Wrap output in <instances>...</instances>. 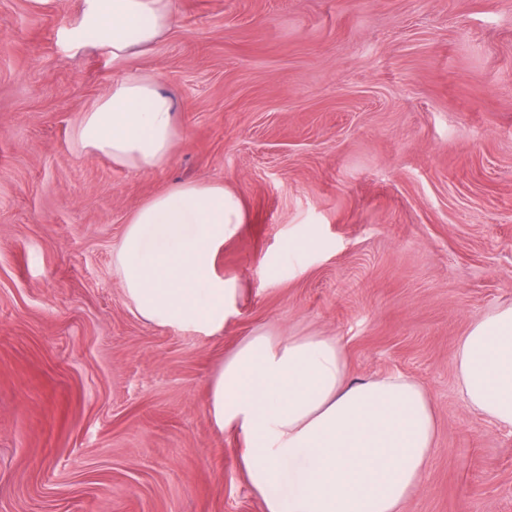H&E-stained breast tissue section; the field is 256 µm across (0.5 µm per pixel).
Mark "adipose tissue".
I'll use <instances>...</instances> for the list:
<instances>
[{
  "label": "adipose tissue",
  "instance_id": "obj_1",
  "mask_svg": "<svg viewBox=\"0 0 512 512\" xmlns=\"http://www.w3.org/2000/svg\"><path fill=\"white\" fill-rule=\"evenodd\" d=\"M174 20V0H82L73 29L80 45L129 61ZM178 137L174 102L147 74L115 82L74 128L80 154L137 174L167 166ZM242 222L239 198L220 183H181L134 210L116 263L135 313L160 327L221 331L237 290L216 260ZM454 365L468 407L512 427V303L472 322ZM209 411L241 435L264 512H402L437 434L419 383L403 374L352 378L341 339L329 336L244 337L210 384Z\"/></svg>",
  "mask_w": 512,
  "mask_h": 512
}]
</instances>
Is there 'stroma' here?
<instances>
[{
	"label": "stroma",
	"mask_w": 512,
	"mask_h": 512,
	"mask_svg": "<svg viewBox=\"0 0 512 512\" xmlns=\"http://www.w3.org/2000/svg\"><path fill=\"white\" fill-rule=\"evenodd\" d=\"M81 0H0V512H263L209 386L245 336L339 337L352 375L429 393L436 445L403 512H512V428L454 350L512 302V0H175L132 64L75 47ZM175 101L172 163L79 154L114 80ZM219 182L244 222L221 332L142 321L114 261L130 214Z\"/></svg>",
	"instance_id": "stroma-1"
}]
</instances>
